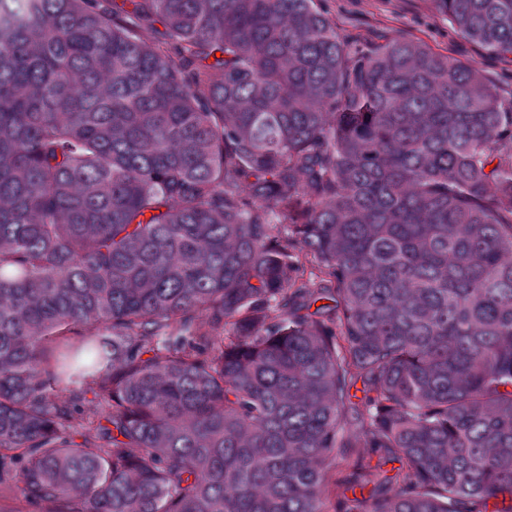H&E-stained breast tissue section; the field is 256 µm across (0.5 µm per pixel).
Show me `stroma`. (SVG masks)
I'll use <instances>...</instances> for the list:
<instances>
[{"instance_id":"1","label":"stroma","mask_w":512,"mask_h":512,"mask_svg":"<svg viewBox=\"0 0 512 512\" xmlns=\"http://www.w3.org/2000/svg\"><path fill=\"white\" fill-rule=\"evenodd\" d=\"M337 33L363 45L402 35L476 70L512 98V54L492 55L453 28L434 0H318Z\"/></svg>"}]
</instances>
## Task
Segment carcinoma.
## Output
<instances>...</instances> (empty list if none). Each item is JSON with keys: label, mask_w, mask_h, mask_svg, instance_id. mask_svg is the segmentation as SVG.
<instances>
[{"label": "carcinoma", "mask_w": 512, "mask_h": 512, "mask_svg": "<svg viewBox=\"0 0 512 512\" xmlns=\"http://www.w3.org/2000/svg\"><path fill=\"white\" fill-rule=\"evenodd\" d=\"M122 2L0 0V512H512V101L316 0Z\"/></svg>", "instance_id": "obj_1"}]
</instances>
